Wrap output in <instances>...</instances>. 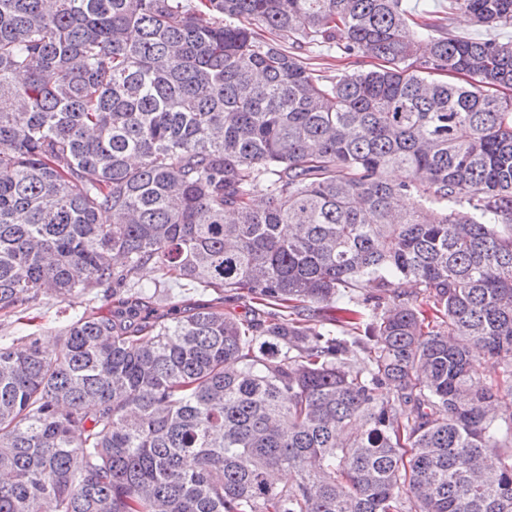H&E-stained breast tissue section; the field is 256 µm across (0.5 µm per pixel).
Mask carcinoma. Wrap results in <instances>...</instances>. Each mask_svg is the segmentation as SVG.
Returning <instances> with one entry per match:
<instances>
[{
    "label": "carcinoma",
    "mask_w": 512,
    "mask_h": 512,
    "mask_svg": "<svg viewBox=\"0 0 512 512\" xmlns=\"http://www.w3.org/2000/svg\"><path fill=\"white\" fill-rule=\"evenodd\" d=\"M340 35L384 68L296 54ZM501 88L511 41L402 0H0V312L113 285L0 336V512H512ZM464 15L453 16L448 22V31L452 35L469 38H498L512 41V27L492 29L471 23ZM136 281L142 285L153 286L154 283L160 282L163 295H167V300H163L160 304L164 306L167 303L183 304H208L215 303L214 299L217 297L212 291H206L202 286L196 283H190L186 280L179 282H167L165 286L162 272L152 264H148L141 268L137 275ZM166 297L163 296L165 299ZM111 290L112 288L108 285H103L99 288H93L90 293L84 296L64 299L55 295H47L40 299L39 305L35 309L21 315L24 318L18 321H16L18 316L4 317L0 313L1 333L20 339L23 335L36 331L41 333V341L45 342L46 346L52 347L57 341L55 335L58 327L65 317L83 311L87 304L100 307L103 304L101 299L105 291Z\"/></svg>",
    "instance_id": "obj_1"
}]
</instances>
